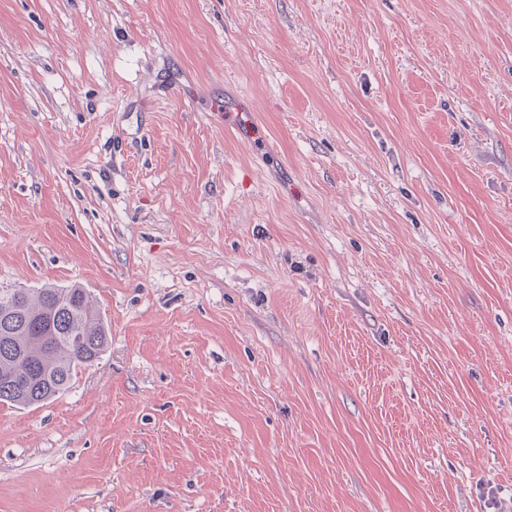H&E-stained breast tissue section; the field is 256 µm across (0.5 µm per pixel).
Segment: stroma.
Segmentation results:
<instances>
[{
  "label": "stroma",
  "instance_id": "35a3bbf8",
  "mask_svg": "<svg viewBox=\"0 0 512 512\" xmlns=\"http://www.w3.org/2000/svg\"><path fill=\"white\" fill-rule=\"evenodd\" d=\"M75 283L0 512H512V0H0V291Z\"/></svg>",
  "mask_w": 512,
  "mask_h": 512
}]
</instances>
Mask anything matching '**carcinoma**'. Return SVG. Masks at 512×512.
I'll list each match as a JSON object with an SVG mask.
<instances>
[{
    "instance_id": "carcinoma-1",
    "label": "carcinoma",
    "mask_w": 512,
    "mask_h": 512,
    "mask_svg": "<svg viewBox=\"0 0 512 512\" xmlns=\"http://www.w3.org/2000/svg\"><path fill=\"white\" fill-rule=\"evenodd\" d=\"M107 343L84 289L16 290L0 304V402L30 407L61 395Z\"/></svg>"
}]
</instances>
